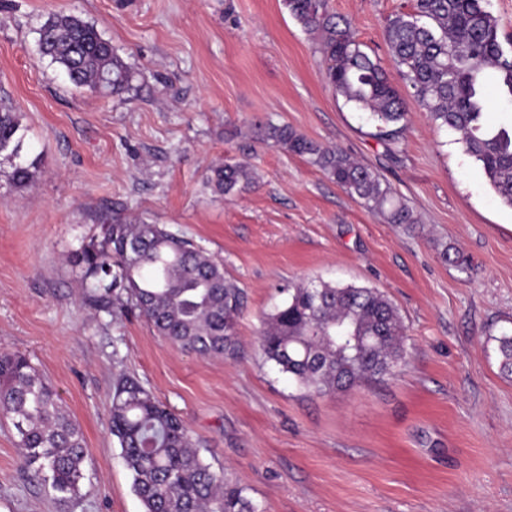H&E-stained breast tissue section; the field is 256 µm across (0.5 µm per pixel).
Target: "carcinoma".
<instances>
[{"label": "carcinoma", "instance_id": "1", "mask_svg": "<svg viewBox=\"0 0 512 512\" xmlns=\"http://www.w3.org/2000/svg\"><path fill=\"white\" fill-rule=\"evenodd\" d=\"M290 15L320 39L324 79L334 93L393 136L407 104L386 68L371 57L350 24L329 12L327 0H284ZM41 54L70 82L92 93L130 89L131 69L96 26L78 16L52 14L36 29ZM391 60L412 97L439 127L461 135L503 203L512 206V130L485 121V77L512 101V55L502 50L498 21L485 0H414L386 26ZM258 135L308 158L364 209L389 224L419 223L413 209L367 166L283 125L258 126ZM25 128L0 103V158L9 182H35L40 159L23 154ZM254 179L245 163L210 168L206 185L226 198ZM440 259L467 266L452 246ZM75 264L82 287L114 314L134 309L154 332L182 351L233 358L245 295L224 266L163 224L112 217L102 239L81 246ZM287 299L264 315L260 344L266 359L317 394L344 391L393 374L403 359L405 329L397 307L377 288L317 281L294 284ZM500 369L512 375V333L496 338ZM0 419L8 421L20 466L33 472L52 499L65 506L79 493L87 448L80 425L53 385L23 354L0 350ZM109 433L132 477L143 512H259L244 489L200 456L185 422L133 377L113 384Z\"/></svg>", "mask_w": 512, "mask_h": 512}]
</instances>
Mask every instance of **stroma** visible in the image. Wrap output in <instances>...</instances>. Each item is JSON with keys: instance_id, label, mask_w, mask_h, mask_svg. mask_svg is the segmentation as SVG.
<instances>
[{"instance_id": "obj_1", "label": "stroma", "mask_w": 512, "mask_h": 512, "mask_svg": "<svg viewBox=\"0 0 512 512\" xmlns=\"http://www.w3.org/2000/svg\"><path fill=\"white\" fill-rule=\"evenodd\" d=\"M392 67L385 27L412 0H327ZM94 23L132 68L131 89L74 87L42 58L51 13ZM316 36L284 0H0V99L21 113L35 184L0 175V349L57 389L87 448L81 493L55 503L0 423V512H143L108 433L112 383L136 377L186 423L213 470L259 512H512V207L455 132L407 102L398 138L325 83ZM286 124L379 172L418 224L386 223L306 158L258 139ZM245 162L231 198L209 167ZM192 239L247 294L238 359L181 351L138 315L91 304L74 253L113 213ZM451 245L471 265L441 261ZM383 291L405 359L393 375L317 395L266 361L262 317L309 281Z\"/></svg>"}]
</instances>
